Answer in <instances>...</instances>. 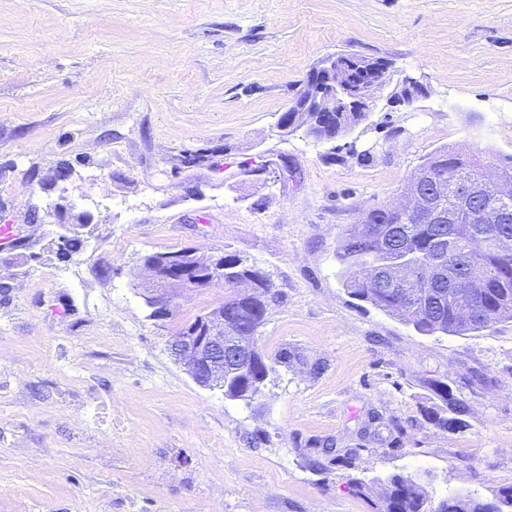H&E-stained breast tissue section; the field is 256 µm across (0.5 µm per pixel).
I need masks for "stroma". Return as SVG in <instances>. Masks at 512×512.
I'll list each match as a JSON object with an SVG mask.
<instances>
[{"label": "stroma", "instance_id": "obj_1", "mask_svg": "<svg viewBox=\"0 0 512 512\" xmlns=\"http://www.w3.org/2000/svg\"><path fill=\"white\" fill-rule=\"evenodd\" d=\"M340 52L391 64L368 120L333 142L282 134ZM407 76L425 89L411 105L392 98ZM444 147L512 157V0H0V222L31 245L0 260V512H374L351 480L399 472L435 500L512 486V321L419 334L351 296L336 259ZM50 202L91 217L67 261L45 250L57 219L27 221ZM183 248L273 283L259 345L299 359L253 401L166 349L223 289L149 317L144 258ZM437 382L467 428L428 422ZM375 410L389 428L362 434ZM327 439L355 455L313 470Z\"/></svg>", "mask_w": 512, "mask_h": 512}]
</instances>
